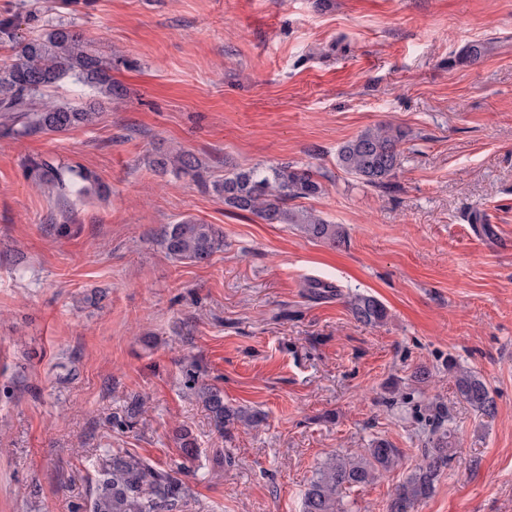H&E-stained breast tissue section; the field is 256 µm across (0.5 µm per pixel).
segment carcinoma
<instances>
[{"mask_svg": "<svg viewBox=\"0 0 512 512\" xmlns=\"http://www.w3.org/2000/svg\"><path fill=\"white\" fill-rule=\"evenodd\" d=\"M0 43L16 52L13 63L0 65V127L9 134L60 133L93 124L100 102H58L52 98L51 88L64 79L80 92L89 90L108 101L123 96L122 86L112 79V67L87 49L83 33L71 23H57L36 39L22 40L14 22L6 19L0 21ZM490 50L488 42H473L462 49L457 63L475 64ZM405 138L406 132L391 124L366 128L339 146L337 165L366 186L388 189L402 166ZM149 165L188 176L216 194L225 206L248 212L267 224H291L307 238L333 247L346 241L341 225L297 204L324 191L321 178L325 174L310 164L234 167L214 176L205 174L193 153L175 148L155 155ZM31 170L40 183L58 189L65 198L79 200L92 191H106L93 174L82 169L36 159L31 161ZM161 243L175 260L202 263L224 246V237L215 225L186 218L164 226ZM347 305L353 318L364 325L381 326L389 317L385 305L371 295L353 294ZM448 370L454 373L457 391L467 403L485 415L494 412L493 397L483 380L451 362ZM186 383L221 436L230 437L238 425L256 428L265 420L260 410L226 403L223 390L199 381L192 368L186 370ZM173 438L185 460L199 456L197 439L186 426L176 427ZM453 444L454 435L438 422L428 438L422 463L397 487L388 512H410L415 502L433 494L442 469L448 466ZM399 460V451L385 440L373 442L360 456H333L306 490L303 512H345L343 499L348 490L395 469ZM93 468L90 496L73 512H185L188 507L190 490L179 477L180 471L161 469L127 448L103 449Z\"/></svg>", "mask_w": 512, "mask_h": 512, "instance_id": "cac0c4a2", "label": "carcinoma"}]
</instances>
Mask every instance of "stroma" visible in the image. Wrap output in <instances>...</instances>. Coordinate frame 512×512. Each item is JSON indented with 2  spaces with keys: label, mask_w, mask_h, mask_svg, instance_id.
Returning <instances> with one entry per match:
<instances>
[{
  "label": "stroma",
  "mask_w": 512,
  "mask_h": 512,
  "mask_svg": "<svg viewBox=\"0 0 512 512\" xmlns=\"http://www.w3.org/2000/svg\"><path fill=\"white\" fill-rule=\"evenodd\" d=\"M19 2L0 19L25 39L75 23L124 95L88 127L0 136V512H72L107 446L174 467L178 425L201 448L186 512H302L331 455L379 439L399 466L345 502L387 512L438 409L458 443L412 512H512V0H30L37 22ZM474 41L489 54L457 64ZM381 122L407 134L384 191L336 164ZM173 147L218 173L314 164L324 191L305 205L346 243L152 171ZM33 159L110 194L68 202ZM185 218L223 233L208 262L166 256L161 230ZM354 293L387 323L355 321ZM452 362L486 382L492 415L460 397ZM190 367L266 422L220 438ZM347 305L353 318L364 325L381 326L389 317L385 305L371 295L352 294L348 296Z\"/></svg>",
  "instance_id": "obj_1"
}]
</instances>
